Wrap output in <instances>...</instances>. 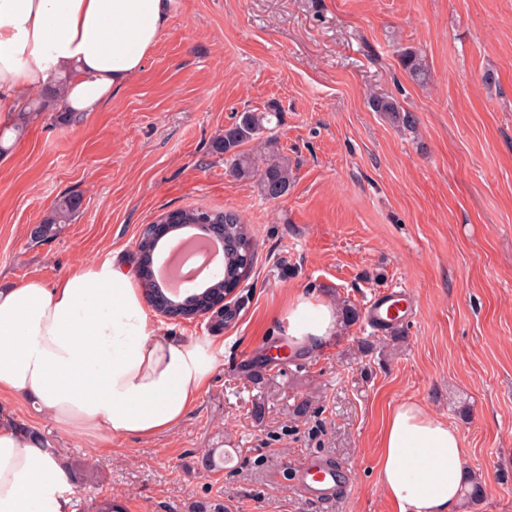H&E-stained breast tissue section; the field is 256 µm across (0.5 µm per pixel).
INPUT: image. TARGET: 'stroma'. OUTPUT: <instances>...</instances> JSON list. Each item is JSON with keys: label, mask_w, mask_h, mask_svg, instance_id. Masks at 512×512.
Instances as JSON below:
<instances>
[{"label": "stroma", "mask_w": 512, "mask_h": 512, "mask_svg": "<svg viewBox=\"0 0 512 512\" xmlns=\"http://www.w3.org/2000/svg\"><path fill=\"white\" fill-rule=\"evenodd\" d=\"M405 48L426 83L405 71ZM375 97L407 121L374 111ZM272 104L293 170L274 202L212 150L241 111ZM0 141V279L136 265L143 225L177 209L235 210L255 234L242 309L223 332L152 318L157 335L224 348L172 430L103 448L0 399L1 419L38 429L76 474L73 512L105 497L120 512H397L377 456L402 400L459 431L483 487L463 512H512V0H176L103 110L75 124L35 115ZM70 194L82 198L72 221L31 241ZM392 289L415 309L404 331L361 320L320 349L289 346L280 316L292 296L363 312ZM206 454L220 466L204 469ZM305 460L346 467L348 496L298 495Z\"/></svg>", "instance_id": "obj_1"}]
</instances>
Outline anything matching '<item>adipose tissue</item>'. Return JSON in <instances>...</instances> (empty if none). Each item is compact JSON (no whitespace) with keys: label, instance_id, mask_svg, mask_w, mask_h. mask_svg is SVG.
Listing matches in <instances>:
<instances>
[{"label":"adipose tissue","instance_id":"ef3b65f1","mask_svg":"<svg viewBox=\"0 0 512 512\" xmlns=\"http://www.w3.org/2000/svg\"><path fill=\"white\" fill-rule=\"evenodd\" d=\"M175 0H0V126L31 91L69 75L65 112L101 111L139 72ZM286 334L300 350L337 331L334 306L295 297ZM218 349L156 335L135 279L111 261L53 284H0V397L33 401L64 435L149 439L197 402ZM380 483L398 512H459L466 483L456 429L413 401L390 408ZM64 465L42 442L0 423V512H70Z\"/></svg>","mask_w":512,"mask_h":512}]
</instances>
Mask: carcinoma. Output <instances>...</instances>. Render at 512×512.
<instances>
[{"label":"carcinoma","mask_w":512,"mask_h":512,"mask_svg":"<svg viewBox=\"0 0 512 512\" xmlns=\"http://www.w3.org/2000/svg\"><path fill=\"white\" fill-rule=\"evenodd\" d=\"M403 67L410 77L423 81L427 69L420 54L410 48L401 53ZM65 94L64 84L60 81L51 87L41 90L30 100V112H41L52 102L59 101ZM277 117L274 108L262 111L246 110L238 120L224 129V136L213 145V151L227 157L231 164L232 175L240 181L253 180L261 195L270 201L288 195L293 182L292 170L288 157L279 151L273 118ZM257 143V149H245V145ZM81 207V197L68 195L63 197L55 211L39 224L33 231V237L48 240L57 234L58 226L67 223ZM177 224H222L224 225V272L221 273L223 283L241 285L247 281L253 270L255 259V243L252 230L244 217L235 210L180 209L172 215ZM166 213L157 217L156 223L165 224L170 217ZM202 308L208 313L211 328L214 331L224 329V324L232 322L236 310H213L206 301H201Z\"/></svg>","instance_id":"carcinoma-1"}]
</instances>
